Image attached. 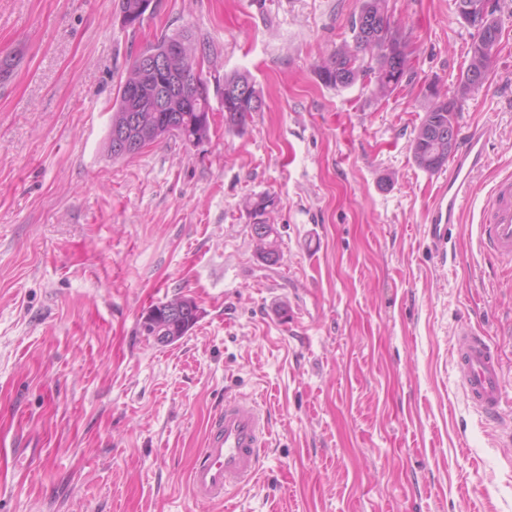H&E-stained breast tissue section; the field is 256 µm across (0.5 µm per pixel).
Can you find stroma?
Returning a JSON list of instances; mask_svg holds the SVG:
<instances>
[{
	"instance_id": "obj_1",
	"label": "stroma",
	"mask_w": 512,
	"mask_h": 512,
	"mask_svg": "<svg viewBox=\"0 0 512 512\" xmlns=\"http://www.w3.org/2000/svg\"><path fill=\"white\" fill-rule=\"evenodd\" d=\"M361 3L158 0L133 32L118 0H0V512H512V413L485 425L452 357L460 328L489 336L512 394V276L470 234L512 172V0H492L501 48L458 114L492 137L444 262L424 224L446 173L411 145L473 30L454 0H389L409 81L325 86ZM185 29L264 111L230 130L216 96L208 143L112 160L132 47ZM267 192L274 263L247 210ZM178 296L189 333L140 336ZM228 394L260 402L270 443L250 484L198 503L188 473ZM176 304L178 310L167 313L170 307ZM199 319V308L193 299L182 297L169 302L160 303L151 307L142 315L138 323V331L141 336L152 339L155 344L166 346L172 344L183 336H186ZM160 324L166 325L164 340H157L156 329Z\"/></svg>"
}]
</instances>
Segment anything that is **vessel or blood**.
<instances>
[{"label":"vessel or blood","mask_w":512,"mask_h":512,"mask_svg":"<svg viewBox=\"0 0 512 512\" xmlns=\"http://www.w3.org/2000/svg\"><path fill=\"white\" fill-rule=\"evenodd\" d=\"M489 134L474 125L464 134L448 163V175L431 200L424 235L439 259H446L454 230L471 195L474 176L488 162ZM480 249L495 263L512 267V174L499 178L488 192L476 227ZM457 384L467 403L489 423L502 418L506 395L501 359L487 337L460 330L453 347ZM270 426L261 405L248 396L225 398L223 410L208 426L189 473L194 501H223L229 489L250 481L262 465Z\"/></svg>","instance_id":"b4317fda"}]
</instances>
